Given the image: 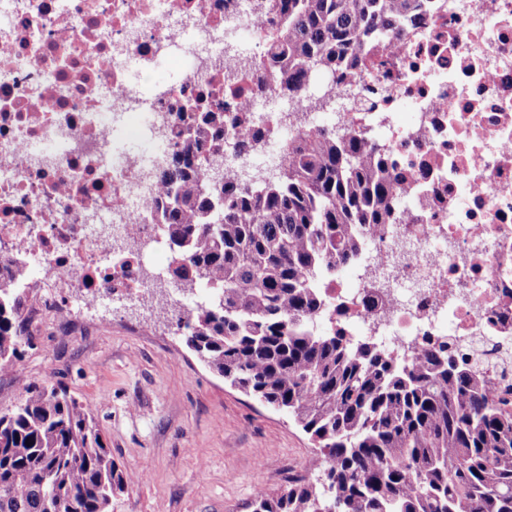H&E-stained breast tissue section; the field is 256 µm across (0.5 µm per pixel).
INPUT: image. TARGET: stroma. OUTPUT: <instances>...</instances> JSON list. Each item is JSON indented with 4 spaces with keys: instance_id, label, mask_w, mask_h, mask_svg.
Instances as JSON below:
<instances>
[{
    "instance_id": "obj_1",
    "label": "stroma",
    "mask_w": 512,
    "mask_h": 512,
    "mask_svg": "<svg viewBox=\"0 0 512 512\" xmlns=\"http://www.w3.org/2000/svg\"><path fill=\"white\" fill-rule=\"evenodd\" d=\"M33 344L0 372V411L52 383L88 405L118 467L134 478L112 512H253L258 487L300 472L314 443L287 413L210 372L161 307L121 316L87 300L76 324H30Z\"/></svg>"
}]
</instances>
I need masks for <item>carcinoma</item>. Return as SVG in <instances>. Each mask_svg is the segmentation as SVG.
Returning a JSON list of instances; mask_svg holds the SVG:
<instances>
[{"label": "carcinoma", "instance_id": "cac0c4a2", "mask_svg": "<svg viewBox=\"0 0 512 512\" xmlns=\"http://www.w3.org/2000/svg\"><path fill=\"white\" fill-rule=\"evenodd\" d=\"M270 60L295 96L310 75L341 81L384 34L422 27L420 0H269ZM224 103L180 115L160 170L169 268L207 291L181 336L212 372L288 413L316 443L311 476L258 492L253 512H512V412L459 367L448 344L400 360L369 339L308 321L319 283L353 262L366 231L392 222L402 181L383 146L356 133H303L288 165L261 184H216ZM255 135L233 140L240 155ZM24 265L0 269V371L31 345ZM133 479L112 459L90 408L32 386L0 413V512H112Z\"/></svg>", "mask_w": 512, "mask_h": 512}]
</instances>
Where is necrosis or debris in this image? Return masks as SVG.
<instances>
[{
    "label": "necrosis or debris",
    "instance_id": "obj_1",
    "mask_svg": "<svg viewBox=\"0 0 512 512\" xmlns=\"http://www.w3.org/2000/svg\"><path fill=\"white\" fill-rule=\"evenodd\" d=\"M432 2L422 29L385 36L349 82L319 74L290 98L256 67L261 0H0V267L25 256L26 286L69 317L162 286L171 321H187L180 283L143 259L165 245L158 172L183 105L229 85L231 112L263 131V158L228 146L213 161L228 180L279 168L284 142L332 111L406 186L354 286L324 282L337 321L408 359L447 340L512 409V0ZM177 53V81L129 83ZM134 119L149 151L115 138Z\"/></svg>",
    "mask_w": 512,
    "mask_h": 512
}]
</instances>
